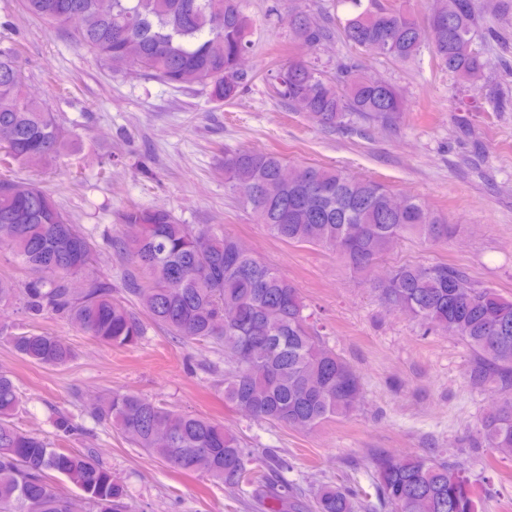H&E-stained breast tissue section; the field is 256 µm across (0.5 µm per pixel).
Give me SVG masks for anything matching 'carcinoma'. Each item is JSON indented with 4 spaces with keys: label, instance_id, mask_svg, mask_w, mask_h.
<instances>
[{
    "label": "carcinoma",
    "instance_id": "obj_1",
    "mask_svg": "<svg viewBox=\"0 0 512 512\" xmlns=\"http://www.w3.org/2000/svg\"><path fill=\"white\" fill-rule=\"evenodd\" d=\"M25 11L58 23L56 14L77 11L76 47L105 62L174 88L201 86L214 102L236 98L253 80L239 69L252 49V22L238 0H22ZM339 32L351 45L397 62H409L423 46L438 64L463 81L484 74L475 41L495 37L483 26L479 0H435L421 20L384 3L350 0ZM295 36L311 46L328 40L329 27L305 11H288ZM16 49L0 47V165L49 162L69 152L75 137L41 102L27 96ZM271 93L317 125L336 128L353 118L394 126L402 96L385 81L374 84L344 64L332 77L308 61L292 59L270 70ZM488 103L495 112L512 107V91L497 83ZM284 159L245 149L224 156L226 188L256 223L288 244L335 253L353 271L371 276L397 242L440 243L454 226L409 196L389 207L392 191L372 179L335 168L294 166L281 178ZM123 223L141 226L140 237L102 232V243L81 233L40 184L0 178V251L29 276L22 282L0 273V305L19 302L36 321L52 314L103 344L129 347L151 326L185 344L217 345L224 368V401L248 408L253 418L296 430L348 416L359 376L320 339L295 285L278 270L238 247L219 224H182L166 210L131 207ZM120 262L118 283L98 269V252ZM381 300L402 307L429 334L452 330L472 352L468 380L494 386L500 406L484 417L481 432L492 448H512V299L475 286L461 269L444 262L405 265L386 283H372ZM235 323L224 328V310ZM21 357L63 366L75 352L62 337L28 330L8 337ZM21 397L13 378L0 372V512H68L54 480L63 476L80 491L89 512H126L127 490L96 451L56 448L19 429ZM133 447L185 472H205L224 487L250 497L265 512H358L363 490L323 485L306 503L282 473L292 469L274 448H249L224 423L176 412L134 393L112 391L93 409ZM53 425L65 442L78 426L65 415ZM376 497L391 512H479V497L464 468L431 455L373 459Z\"/></svg>",
    "mask_w": 512,
    "mask_h": 512
}]
</instances>
